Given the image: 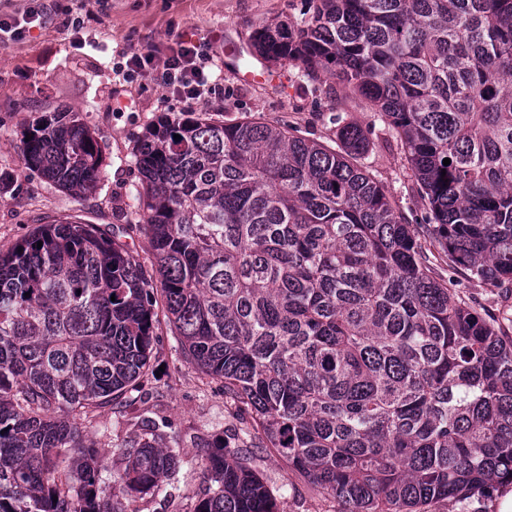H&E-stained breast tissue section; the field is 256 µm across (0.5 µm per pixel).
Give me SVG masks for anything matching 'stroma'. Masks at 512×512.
<instances>
[{
  "mask_svg": "<svg viewBox=\"0 0 512 512\" xmlns=\"http://www.w3.org/2000/svg\"><path fill=\"white\" fill-rule=\"evenodd\" d=\"M50 15L22 35H0V249L13 246L44 224L80 216L103 228L116 227L144 265L153 256L139 227L142 176L136 149L161 118L192 112L215 122L252 117L288 128L294 136L335 147L339 123L360 126L369 147L360 165L382 186L406 223L419 228L429 211L396 132L366 99L343 91L335 78L311 80L289 63L279 78L264 75L250 36L264 23L298 25L304 0H44ZM67 19L79 30L64 27ZM204 44L221 71L222 96L187 105L169 96L156 75L130 79L122 68L131 52L166 43L178 34ZM67 110L95 131L104 165L96 190L75 196L25 165L23 133L37 112ZM437 273L479 312L501 316L512 307V285L490 288L438 263ZM152 364L129 397L131 407L96 409L82 423L86 444L96 448L104 470V492L122 473L119 449L141 433L140 421H165L188 472L156 494L127 500L128 512H194L202 482L205 447L216 439L245 449L275 498L280 512H338V502L309 485L278 453L265 447L253 421L224 397L222 385L187 363L177 336L161 328Z\"/></svg>",
  "mask_w": 512,
  "mask_h": 512,
  "instance_id": "1",
  "label": "stroma"
}]
</instances>
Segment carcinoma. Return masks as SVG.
Listing matches in <instances>:
<instances>
[{
	"label": "carcinoma",
	"mask_w": 512,
	"mask_h": 512,
	"mask_svg": "<svg viewBox=\"0 0 512 512\" xmlns=\"http://www.w3.org/2000/svg\"><path fill=\"white\" fill-rule=\"evenodd\" d=\"M251 48L372 102L424 189L426 235L353 163L357 125L336 151L255 118L159 121L135 153L152 270L78 217L0 252V512H125L179 481L149 420L101 495L77 421L137 388L163 322L339 512H478L512 483V337L433 264L439 250L472 280L512 282V0H306L297 27L261 26ZM25 134L28 167L97 187L77 113ZM194 512L279 510L219 442Z\"/></svg>",
	"instance_id": "cac0c4a2"
}]
</instances>
